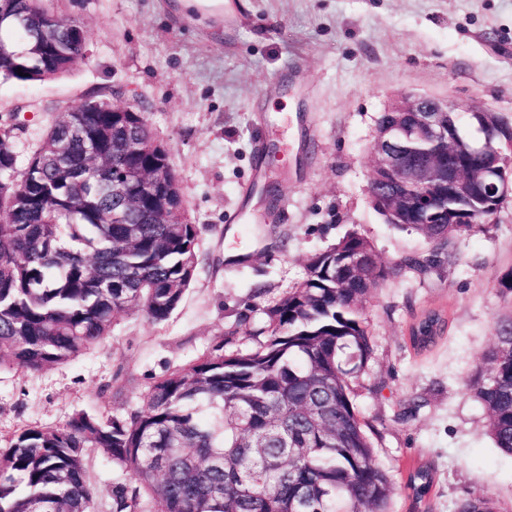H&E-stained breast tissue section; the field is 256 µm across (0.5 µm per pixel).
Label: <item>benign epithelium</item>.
Wrapping results in <instances>:
<instances>
[{"mask_svg":"<svg viewBox=\"0 0 512 512\" xmlns=\"http://www.w3.org/2000/svg\"><path fill=\"white\" fill-rule=\"evenodd\" d=\"M385 111L393 121L374 136L372 156L374 175L369 185L373 204L389 214L404 208L430 213L437 209V199L425 192L412 200L409 190L425 188L434 181H448L450 193L468 199L475 187L490 186L496 196L512 198V178L493 179L495 164L464 169L455 162L453 152L427 155L408 145L414 139L437 141L448 139V113L456 108L445 100L420 94H402Z\"/></svg>","mask_w":512,"mask_h":512,"instance_id":"benign-epithelium-1","label":"benign epithelium"}]
</instances>
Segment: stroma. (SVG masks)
Returning a JSON list of instances; mask_svg holds the SVG:
<instances>
[{"instance_id":"1","label":"stroma","mask_w":512,"mask_h":512,"mask_svg":"<svg viewBox=\"0 0 512 512\" xmlns=\"http://www.w3.org/2000/svg\"><path fill=\"white\" fill-rule=\"evenodd\" d=\"M171 0H48L82 23L85 60L44 81L0 82V130L25 166L55 114L92 89L122 88L171 151L199 234V263L163 322L119 313L78 357L39 372L0 368V448L29 425L62 428L79 412L127 415L156 378L216 346L248 350L265 310L305 276V261L358 233L392 274L368 295L372 356L352 382L377 461L393 480L390 512H411L404 484L430 463L429 512L486 495L512 512V455L496 448L468 389L512 316V199L483 227L438 245L388 224L368 193L376 120L400 94L483 107L512 120V0H224L227 16L174 14ZM430 259L427 269L409 259ZM448 326L416 352L424 311ZM86 463L95 512L130 475L98 451Z\"/></svg>"}]
</instances>
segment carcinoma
<instances>
[{
	"label": "carcinoma",
	"instance_id": "carcinoma-1",
	"mask_svg": "<svg viewBox=\"0 0 512 512\" xmlns=\"http://www.w3.org/2000/svg\"><path fill=\"white\" fill-rule=\"evenodd\" d=\"M1 11L0 81L56 77L86 58L85 26L45 0H0ZM117 95L53 105L58 115L19 174L11 131L0 132V367L68 361L128 309L164 321L194 279L199 230L170 150L145 113L112 111ZM448 124L460 155L480 162L470 152L477 118L465 129L450 112ZM115 183L126 195L112 193ZM500 203L486 189L465 209L450 197L448 211L411 228L446 243L490 221ZM390 273L367 238L348 233L308 257L302 282L266 308L267 327L246 332L257 348H219L159 377L145 408L127 416L23 428L0 448V512H94L90 448L130 472L112 486V512H137L144 494L160 512H389L393 483L350 394L372 352L363 303ZM445 326L424 314L412 347L427 350ZM495 331L469 391L495 446L512 454V317L496 319ZM433 483V468L417 467L409 497L423 502ZM457 512L495 504L479 496Z\"/></svg>",
	"mask_w": 512,
	"mask_h": 512
}]
</instances>
